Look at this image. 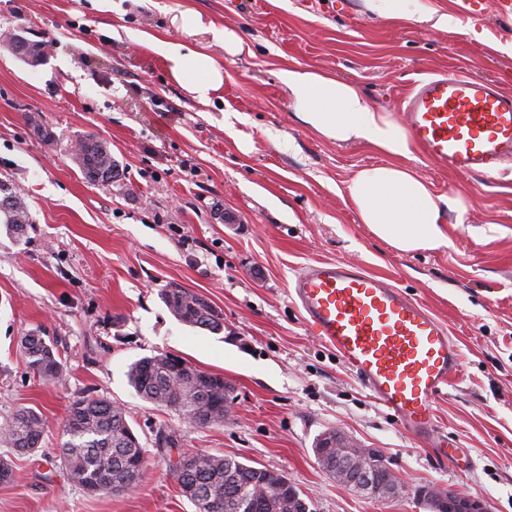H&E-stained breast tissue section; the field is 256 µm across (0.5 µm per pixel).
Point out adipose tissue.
<instances>
[{
    "label": "adipose tissue",
    "mask_w": 512,
    "mask_h": 512,
    "mask_svg": "<svg viewBox=\"0 0 512 512\" xmlns=\"http://www.w3.org/2000/svg\"><path fill=\"white\" fill-rule=\"evenodd\" d=\"M374 15L392 20L431 23L440 31L454 30L447 14L420 9L419 0H364ZM190 35L207 39L208 51L155 41L173 80L200 103H208L224 86V67L210 48L241 55L250 44L235 32L185 10L171 19ZM299 121L321 136L339 143L363 145L387 158L384 165L357 170L347 184V203L361 223L400 252L435 251L450 244L448 212L463 214L460 197L434 192L417 175L413 138L391 112L377 108L367 94L349 81L310 66L295 64L281 70Z\"/></svg>",
    "instance_id": "ef3b65f1"
}]
</instances>
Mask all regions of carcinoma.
Instances as JSON below:
<instances>
[{"instance_id":"carcinoma-1","label":"carcinoma","mask_w":512,"mask_h":512,"mask_svg":"<svg viewBox=\"0 0 512 512\" xmlns=\"http://www.w3.org/2000/svg\"><path fill=\"white\" fill-rule=\"evenodd\" d=\"M90 184L112 185L125 178L111 150L95 136L79 138L74 156ZM0 217L6 229L20 234L28 223L27 204L5 194L0 182ZM163 300L181 323L219 333L224 315L202 296L179 286L166 288ZM27 363L38 376L55 380L64 365L37 332L21 340ZM128 379L136 393L159 407L169 408L188 422L208 427L224 423V377L192 364L176 363L168 356L141 358L130 365ZM44 431L41 417L22 408L0 426V443L21 453L40 447ZM131 427L123 410L105 400L78 398L70 405L64 425L66 440L60 458L72 482L90 493L128 489L139 480L148 463L145 446H132ZM275 471L255 467L224 455H198L194 470L178 482L195 512H241V504L257 497L256 512H309L297 488L273 489Z\"/></svg>"}]
</instances>
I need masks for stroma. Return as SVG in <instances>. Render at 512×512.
Masks as SVG:
<instances>
[{
  "instance_id": "stroma-1",
  "label": "stroma",
  "mask_w": 512,
  "mask_h": 512,
  "mask_svg": "<svg viewBox=\"0 0 512 512\" xmlns=\"http://www.w3.org/2000/svg\"><path fill=\"white\" fill-rule=\"evenodd\" d=\"M455 33L391 21L363 0H0V35L44 46L30 65L0 47V182L29 212L22 235L0 224V423L18 409L44 423L38 452L0 445L16 477L0 482V512H195L173 475L186 453L218 454L286 475L310 512H427L418 491L439 486L512 512V167L475 180L418 156L429 187L468 204L451 244L403 253L376 238L345 201L362 167L385 164L363 146L323 138L295 116L279 79L293 63L347 79L402 117L414 80L457 68L512 93V11L502 0H422ZM202 13L247 40L224 56V87L201 104L139 35L200 49L172 26ZM106 142L125 186L86 182L79 137ZM341 259L387 278L446 324L458 379L434 409L454 440L441 458L388 415L335 349L305 326L288 293L296 270ZM179 285L224 315L214 334L174 318L161 292ZM41 330L65 363L41 380L20 339ZM171 354L223 376L233 410L198 427L142 399L127 372ZM121 406L149 447L139 487L88 494L55 455L70 404ZM173 446L154 447L157 431ZM334 431L389 460L401 487L356 492L319 464Z\"/></svg>"
}]
</instances>
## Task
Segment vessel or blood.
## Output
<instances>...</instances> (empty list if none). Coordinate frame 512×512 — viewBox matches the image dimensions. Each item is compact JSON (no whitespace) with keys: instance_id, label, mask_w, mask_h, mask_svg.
<instances>
[{"instance_id":"1","label":"vessel or blood","mask_w":512,"mask_h":512,"mask_svg":"<svg viewBox=\"0 0 512 512\" xmlns=\"http://www.w3.org/2000/svg\"><path fill=\"white\" fill-rule=\"evenodd\" d=\"M405 120L439 167L488 178L512 160V95L458 68L415 81ZM289 292L308 328L332 346L378 404L413 436L448 452L434 403L460 372L448 328L400 288L340 260L300 268Z\"/></svg>"}]
</instances>
